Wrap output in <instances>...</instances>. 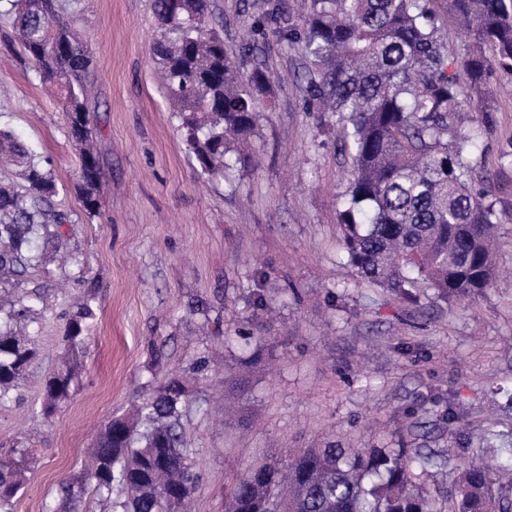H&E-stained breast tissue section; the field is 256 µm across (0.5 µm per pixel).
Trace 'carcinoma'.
Segmentation results:
<instances>
[{
	"instance_id": "carcinoma-1",
	"label": "carcinoma",
	"mask_w": 512,
	"mask_h": 512,
	"mask_svg": "<svg viewBox=\"0 0 512 512\" xmlns=\"http://www.w3.org/2000/svg\"><path fill=\"white\" fill-rule=\"evenodd\" d=\"M444 4L469 42L448 55L435 2ZM0 18L39 77L56 90L78 155V192L88 217L103 205L99 160L92 143L97 80L94 56L63 15L61 0H4ZM300 23L283 24L274 4L256 31L304 45L310 67L308 112L338 116L337 134L352 161L342 194L339 231L348 262L367 281L404 297L424 284L443 302L464 300L495 277V203L473 185V156L483 130H458L463 98L487 115L496 111L492 84L512 77V0H306ZM210 0H154L158 22L152 57L177 108L183 142L199 176L239 162L235 141L255 126L259 97L269 88L257 63L241 77L212 26ZM467 76L461 85L457 73ZM21 168L23 183L0 181V270L41 262L38 242L70 223L54 201L51 168L0 127V157ZM88 296L65 312L68 357L44 386L43 415L70 398L95 318ZM43 302L35 292L0 298V314L18 324ZM33 356L32 341L0 328V403ZM188 391L173 374L131 417L115 416L101 432L88 474L111 512H186L198 474L185 448L182 423ZM445 461L417 448H305L285 469L258 463L235 475L224 512H512V486L494 488L487 466L465 464L446 491L448 510L416 482ZM22 462L0 461V512L22 485ZM83 487L64 484L55 512H68Z\"/></svg>"
}]
</instances>
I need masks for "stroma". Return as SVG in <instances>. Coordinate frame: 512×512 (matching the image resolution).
Instances as JSON below:
<instances>
[{"instance_id":"obj_1","label":"stroma","mask_w":512,"mask_h":512,"mask_svg":"<svg viewBox=\"0 0 512 512\" xmlns=\"http://www.w3.org/2000/svg\"><path fill=\"white\" fill-rule=\"evenodd\" d=\"M264 7L212 0L240 74L259 59L275 79L260 99L253 160L203 179L150 53L153 0H67L97 60L103 206L93 219L75 190L62 112L20 47L0 44V122L50 161L70 218L38 268L0 271L1 293L35 289L51 302L26 326L37 357L0 405V444L33 451L12 512H44L63 482L85 479L98 429L174 371L191 381L183 423L199 473L196 512H224V487L241 469L332 443L438 453L448 486L478 457L512 470V165L502 159L512 153V95L496 96L473 174L498 212L493 285L468 301L437 304L423 288L407 302L348 263L337 199L350 159L335 116L304 109L302 44L269 35L241 53ZM60 247L75 264L60 265ZM88 293L97 317L83 368L70 399L44 419L64 312Z\"/></svg>"}]
</instances>
